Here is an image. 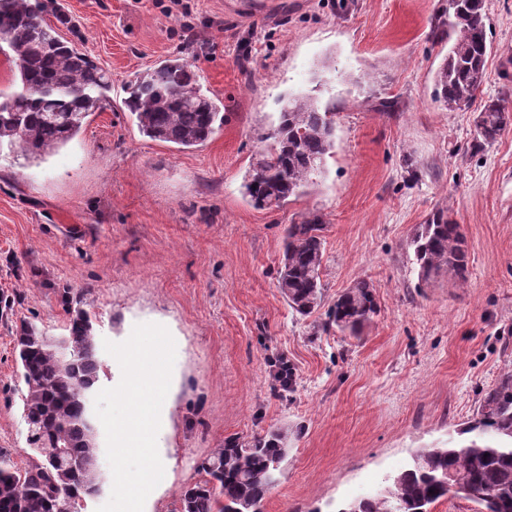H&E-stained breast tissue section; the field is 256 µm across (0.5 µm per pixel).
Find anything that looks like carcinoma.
<instances>
[{
  "mask_svg": "<svg viewBox=\"0 0 512 512\" xmlns=\"http://www.w3.org/2000/svg\"><path fill=\"white\" fill-rule=\"evenodd\" d=\"M0 26L19 78V89L0 93V153L42 158L78 135L88 118L109 101L106 73L65 42L31 0H0ZM487 0H448L433 37L451 46L436 71V97L444 105L469 106L486 81ZM125 105L139 132L182 149L197 147L224 124L223 102L203 84L193 64L174 56L136 75L124 87ZM476 145L494 144L512 129V106L490 100L474 116ZM269 145L257 152L242 184L258 209L279 208L297 198L322 173L335 147L334 113L308 96L288 99ZM324 224L317 215L285 230L278 287L288 305L307 317L324 302L321 274ZM418 280L446 274L466 280L470 254L462 225L444 211L433 214L410 242ZM378 313L372 283L361 280L340 294L323 327L358 335ZM68 356L38 327L25 323L16 336L27 439L34 455L15 466L0 455V512H88L103 489L96 423L88 401L99 379L98 345L92 321L75 308L62 337ZM463 434L464 443L418 448L408 468L392 475L376 494L343 504L337 512H432L448 496L466 499L475 512H512V372L482 391ZM288 432L232 436L198 468L204 479L188 487L176 512H263L278 485L288 455Z\"/></svg>",
  "mask_w": 512,
  "mask_h": 512,
  "instance_id": "1",
  "label": "carcinoma"
}]
</instances>
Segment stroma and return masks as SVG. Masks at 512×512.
Here are the masks:
<instances>
[{
    "label": "stroma",
    "instance_id": "35a3bbf8",
    "mask_svg": "<svg viewBox=\"0 0 512 512\" xmlns=\"http://www.w3.org/2000/svg\"><path fill=\"white\" fill-rule=\"evenodd\" d=\"M60 36L112 81L106 108L42 161L0 158V453L29 459L16 330L66 333L80 300L97 341L157 323L176 344L144 512H175L226 437L288 429L265 512H337L455 435L512 371V131L475 145L485 100H512V0H488L487 80L471 108L435 101L447 0H42ZM193 62L224 124L180 149L139 133L125 83ZM330 106L335 148L308 191L257 209L241 183L286 94ZM462 224L468 279L419 285L410 241L436 210ZM325 226L326 301L360 280L379 313L353 337L278 288L288 225ZM286 360L293 383L275 379Z\"/></svg>",
    "mask_w": 512,
    "mask_h": 512
}]
</instances>
